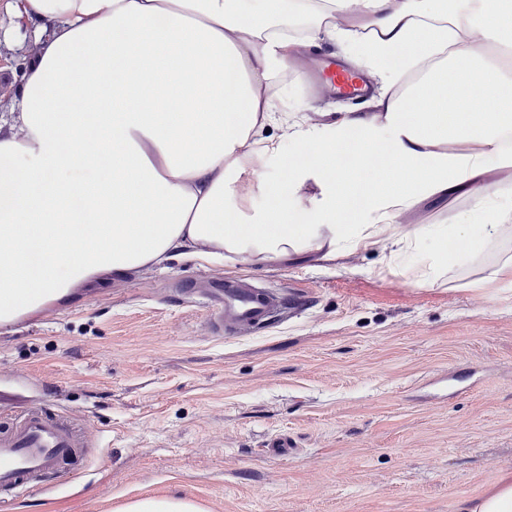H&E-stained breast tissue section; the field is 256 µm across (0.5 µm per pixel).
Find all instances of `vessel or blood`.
<instances>
[{"label": "vessel or blood", "instance_id": "1", "mask_svg": "<svg viewBox=\"0 0 512 512\" xmlns=\"http://www.w3.org/2000/svg\"><path fill=\"white\" fill-rule=\"evenodd\" d=\"M319 78L337 95L367 94L363 76L350 66L322 63ZM202 297L210 306L211 326L219 336L235 335L244 324L265 325L302 305L295 296L247 288L230 278L214 281ZM100 453L82 427L61 413L47 408L21 411L0 429V512H13L20 496L34 484L77 470Z\"/></svg>", "mask_w": 512, "mask_h": 512}]
</instances>
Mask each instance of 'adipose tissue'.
I'll list each match as a JSON object with an SVG mask.
<instances>
[{
  "instance_id": "adipose-tissue-1",
  "label": "adipose tissue",
  "mask_w": 512,
  "mask_h": 512,
  "mask_svg": "<svg viewBox=\"0 0 512 512\" xmlns=\"http://www.w3.org/2000/svg\"><path fill=\"white\" fill-rule=\"evenodd\" d=\"M32 31L31 63L0 124V332L68 304L85 285L175 255L268 263L392 245L428 287L512 229V0H6ZM361 44L363 64L403 52L415 81L375 112H343L335 136L267 134L265 93L304 46ZM357 160L339 164L349 132ZM314 184V224L268 168ZM386 157L365 179L368 159ZM456 193L453 224H403ZM363 197L362 217L351 205Z\"/></svg>"
}]
</instances>
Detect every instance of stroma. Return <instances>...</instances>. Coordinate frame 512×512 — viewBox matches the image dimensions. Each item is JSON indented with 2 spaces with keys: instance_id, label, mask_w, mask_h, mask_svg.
I'll use <instances>...</instances> for the list:
<instances>
[{
  "instance_id": "stroma-1",
  "label": "stroma",
  "mask_w": 512,
  "mask_h": 512,
  "mask_svg": "<svg viewBox=\"0 0 512 512\" xmlns=\"http://www.w3.org/2000/svg\"><path fill=\"white\" fill-rule=\"evenodd\" d=\"M30 39L0 12V113ZM330 55L345 53L304 50L271 88L287 123L357 108L313 89V65ZM471 206L428 200L401 221L452 224ZM389 250L268 264L175 256L0 334V415L47 407L90 423L102 448L14 512H117L165 496L203 512H458L511 478L512 284L473 282L512 239L430 288L389 266ZM227 274L305 305L216 336L185 288ZM277 434L291 453L266 454Z\"/></svg>"
}]
</instances>
